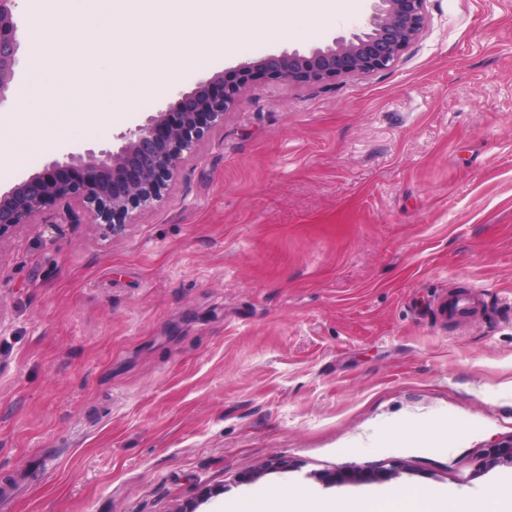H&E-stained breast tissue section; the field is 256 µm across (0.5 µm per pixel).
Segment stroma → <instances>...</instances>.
Segmentation results:
<instances>
[{
    "label": "stroma",
    "mask_w": 512,
    "mask_h": 512,
    "mask_svg": "<svg viewBox=\"0 0 512 512\" xmlns=\"http://www.w3.org/2000/svg\"><path fill=\"white\" fill-rule=\"evenodd\" d=\"M425 7L391 68L227 109L120 233L0 239V512L512 495V468L470 463L512 436V0ZM360 20L244 38L212 70ZM462 290L467 325L436 308ZM443 421L447 446L417 447Z\"/></svg>",
    "instance_id": "stroma-1"
}]
</instances>
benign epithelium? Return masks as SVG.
<instances>
[{
	"mask_svg": "<svg viewBox=\"0 0 512 512\" xmlns=\"http://www.w3.org/2000/svg\"><path fill=\"white\" fill-rule=\"evenodd\" d=\"M426 0H372L361 26L307 53L284 50L200 80L166 108L148 115L112 143L76 147L50 157L42 169L0 194V239L19 224L85 220L112 232L130 223L133 212L162 197L167 182L224 111L268 81L319 84L390 68L425 28ZM16 0H0V107L15 88L21 41ZM77 201L83 215L61 214ZM479 468L512 466V437L481 449Z\"/></svg>",
	"mask_w": 512,
	"mask_h": 512,
	"instance_id": "7a95c632",
	"label": "benign epithelium"
}]
</instances>
